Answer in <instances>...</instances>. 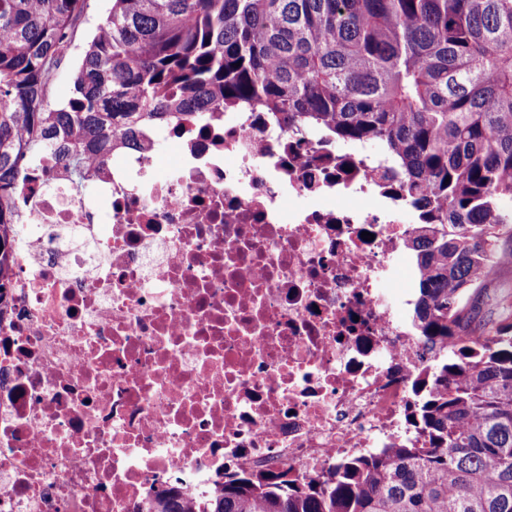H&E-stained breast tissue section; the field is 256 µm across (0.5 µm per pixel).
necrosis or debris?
<instances>
[{
	"mask_svg": "<svg viewBox=\"0 0 512 512\" xmlns=\"http://www.w3.org/2000/svg\"><path fill=\"white\" fill-rule=\"evenodd\" d=\"M89 184L27 172L0 320V512H132L222 474L318 478L421 443L441 353L398 316L416 222L266 113L146 128ZM371 240H364L362 232Z\"/></svg>",
	"mask_w": 512,
	"mask_h": 512,
	"instance_id": "necrosis-or-debris-1",
	"label": "necrosis or debris"
}]
</instances>
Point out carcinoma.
<instances>
[{
	"label": "carcinoma",
	"instance_id": "1",
	"mask_svg": "<svg viewBox=\"0 0 512 512\" xmlns=\"http://www.w3.org/2000/svg\"><path fill=\"white\" fill-rule=\"evenodd\" d=\"M86 0H0V315L26 165L79 183L153 124L259 108L297 133L377 144L424 223L413 327L455 343L430 369L421 445L338 478L221 476L132 512H512V0H112L73 77L48 94Z\"/></svg>",
	"mask_w": 512,
	"mask_h": 512
}]
</instances>
